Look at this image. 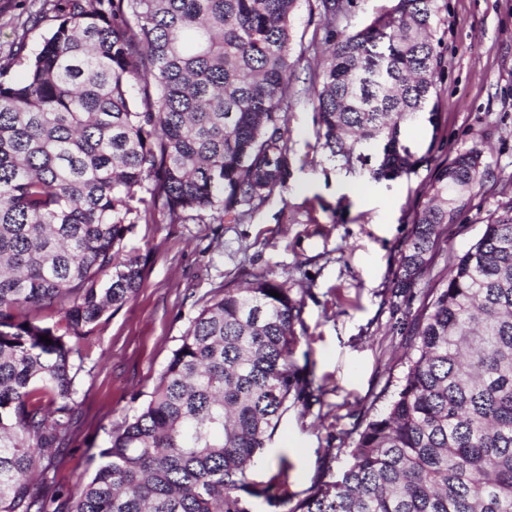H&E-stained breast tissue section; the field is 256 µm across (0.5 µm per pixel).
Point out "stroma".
<instances>
[{"label": "stroma", "mask_w": 512, "mask_h": 512, "mask_svg": "<svg viewBox=\"0 0 512 512\" xmlns=\"http://www.w3.org/2000/svg\"><path fill=\"white\" fill-rule=\"evenodd\" d=\"M395 0H350L335 24L318 0H301L292 17L294 76L285 109L287 150L283 186L237 216L206 210L183 224H137L128 246L146 260L134 299L106 313L80 345L81 404L67 448L47 473L50 489L67 491L90 477L97 455L149 398L189 322L220 287L245 285L269 272L287 282L302 304L293 361L313 373L317 391L282 417L256 480L279 463L286 487L299 494L339 474L353 442L398 390L415 338L411 326L447 282L456 256L482 235L490 217L512 202V0H445L440 29L446 66L438 81L440 123L411 125L418 162L395 179L374 180L377 144L366 161L343 164L329 156L308 89L343 35L368 26ZM42 0H0V65L21 74L12 56L25 38L37 45L52 20L30 32L21 24ZM482 152L488 176L437 243L412 287L395 282L417 211L438 168L470 149Z\"/></svg>", "instance_id": "obj_1"}]
</instances>
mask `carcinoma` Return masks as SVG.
Here are the masks:
<instances>
[{"mask_svg": "<svg viewBox=\"0 0 512 512\" xmlns=\"http://www.w3.org/2000/svg\"><path fill=\"white\" fill-rule=\"evenodd\" d=\"M298 2L44 0L55 25L30 53L19 43L23 77L0 66V512H249L259 497L273 512H512V203L431 294L398 391L339 477L299 496L253 478L313 383L293 366L302 304L259 273L190 321L89 480L37 486L79 407L77 344L144 284L125 251L136 224L235 214L282 186ZM346 8L321 0L328 24ZM442 9L397 0L336 42L312 93L331 155L381 139L373 174L410 173L408 126L438 125ZM484 175L478 149L438 170L397 287ZM44 307L62 318L32 315Z\"/></svg>", "mask_w": 512, "mask_h": 512, "instance_id": "1", "label": "carcinoma"}]
</instances>
